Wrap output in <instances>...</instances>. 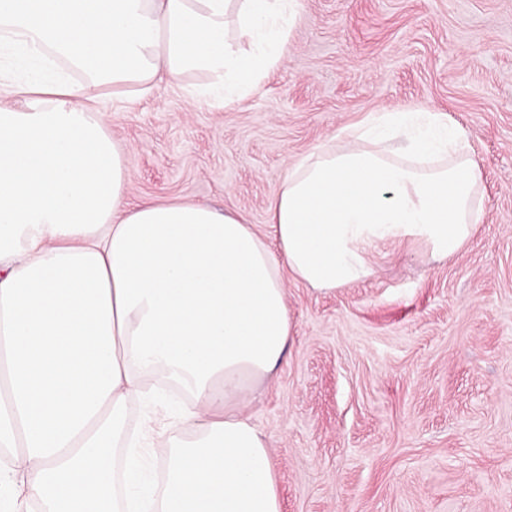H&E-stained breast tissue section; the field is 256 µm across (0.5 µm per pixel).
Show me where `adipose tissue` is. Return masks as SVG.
<instances>
[{
  "label": "adipose tissue",
  "instance_id": "obj_1",
  "mask_svg": "<svg viewBox=\"0 0 512 512\" xmlns=\"http://www.w3.org/2000/svg\"><path fill=\"white\" fill-rule=\"evenodd\" d=\"M297 0H0V512H280L268 441L245 408L294 334L285 278L316 290L373 273L380 244L459 253L482 220L466 132L383 113L288 165L269 205L277 247L195 202H127L98 106L193 72L221 108L279 63ZM401 131L407 146L387 142ZM162 375L188 396L160 448L161 489L129 401Z\"/></svg>",
  "mask_w": 512,
  "mask_h": 512
}]
</instances>
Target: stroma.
<instances>
[{
    "label": "stroma",
    "instance_id": "35a3bbf8",
    "mask_svg": "<svg viewBox=\"0 0 512 512\" xmlns=\"http://www.w3.org/2000/svg\"><path fill=\"white\" fill-rule=\"evenodd\" d=\"M467 133L483 219L458 254L388 243L374 273L287 279L295 336L246 412L281 512H512V0H299L278 65L223 108L160 84L109 115L128 198L242 215L273 240L287 166L383 112ZM180 394L152 380L127 423L162 445Z\"/></svg>",
    "mask_w": 512,
    "mask_h": 512
}]
</instances>
